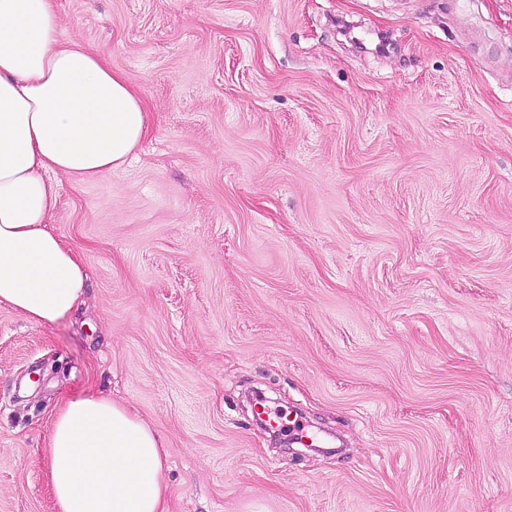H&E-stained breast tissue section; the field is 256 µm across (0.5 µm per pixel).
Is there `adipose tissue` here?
<instances>
[{"label":"adipose tissue","mask_w":512,"mask_h":512,"mask_svg":"<svg viewBox=\"0 0 512 512\" xmlns=\"http://www.w3.org/2000/svg\"><path fill=\"white\" fill-rule=\"evenodd\" d=\"M147 128L135 84L61 37L54 0H0V304L51 325L81 302L83 259L50 226L57 178L122 167ZM49 449L58 512H166L162 441L124 405L66 401Z\"/></svg>","instance_id":"adipose-tissue-1"}]
</instances>
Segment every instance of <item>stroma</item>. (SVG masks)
I'll return each instance as SVG.
<instances>
[{
    "label": "stroma",
    "mask_w": 512,
    "mask_h": 512,
    "mask_svg": "<svg viewBox=\"0 0 512 512\" xmlns=\"http://www.w3.org/2000/svg\"><path fill=\"white\" fill-rule=\"evenodd\" d=\"M55 9L149 130L58 179L77 308L0 304V512H57L90 392L162 437L168 512H512V0Z\"/></svg>",
    "instance_id": "1"
}]
</instances>
